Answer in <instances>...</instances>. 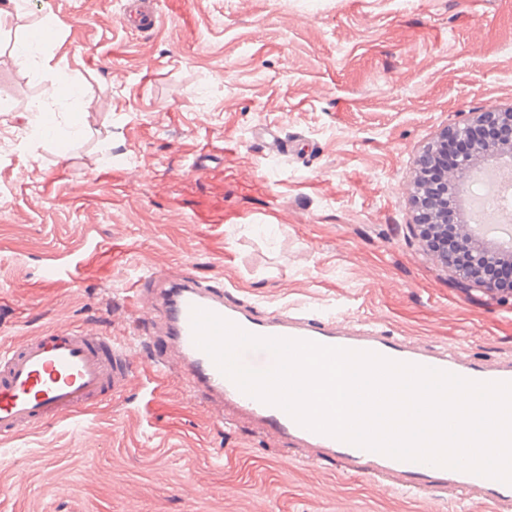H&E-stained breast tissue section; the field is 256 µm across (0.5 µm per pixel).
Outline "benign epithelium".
<instances>
[{
    "label": "benign epithelium",
    "instance_id": "7a95c632",
    "mask_svg": "<svg viewBox=\"0 0 512 512\" xmlns=\"http://www.w3.org/2000/svg\"><path fill=\"white\" fill-rule=\"evenodd\" d=\"M460 148L455 165L441 167L448 143ZM507 156L512 159V107H489L471 113L462 123L444 130L427 144L416 159L412 204L417 227L427 255L455 275V285L464 292L478 289L512 304V288L480 276V271L496 267L502 253L475 247L467 255L448 247V225L458 223L459 183L473 170L480 157L491 164Z\"/></svg>",
    "mask_w": 512,
    "mask_h": 512
}]
</instances>
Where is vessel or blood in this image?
<instances>
[{"label": "vessel or blood", "mask_w": 512, "mask_h": 512, "mask_svg": "<svg viewBox=\"0 0 512 512\" xmlns=\"http://www.w3.org/2000/svg\"><path fill=\"white\" fill-rule=\"evenodd\" d=\"M122 20L150 31L159 15L155 0H126ZM140 326L149 336L164 335L154 352L155 374L177 372L190 398H205L218 424L228 412L247 416L265 434L299 450L311 464L331 461L342 473L366 476L407 494L476 500L489 512H512V485L467 471L399 460L354 446L299 425L278 406L241 391L195 341L192 311H211L245 331L266 337L314 341L371 351L388 359L447 371L479 382H512V360L488 363L468 358L459 347L431 348L388 335L375 323L340 324L335 316L307 310L267 312L245 306L224 286L183 272L161 271L141 279L134 290ZM140 352L128 336L61 325L50 334L27 336L0 348V439H12L44 425L77 422L96 400L122 394Z\"/></svg>", "instance_id": "b4317fda"}]
</instances>
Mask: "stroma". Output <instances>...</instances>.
<instances>
[{
    "label": "stroma",
    "mask_w": 512,
    "mask_h": 512,
    "mask_svg": "<svg viewBox=\"0 0 512 512\" xmlns=\"http://www.w3.org/2000/svg\"><path fill=\"white\" fill-rule=\"evenodd\" d=\"M123 2L25 0L0 26V345L62 316L120 333L135 282L179 266L266 311L512 356V305L455 288L411 205L428 142L512 106V0H157L143 32ZM53 82L68 94L29 111ZM265 125L288 143L272 158ZM69 256L79 282L43 279ZM148 370L87 425L0 441V512H428L218 426L175 376L137 402Z\"/></svg>",
    "instance_id": "obj_1"
}]
</instances>
